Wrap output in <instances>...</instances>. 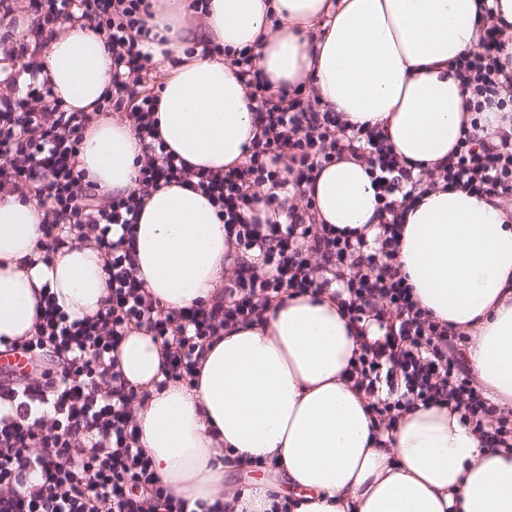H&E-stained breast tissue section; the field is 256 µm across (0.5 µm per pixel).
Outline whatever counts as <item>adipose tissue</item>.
I'll use <instances>...</instances> for the list:
<instances>
[{"label": "adipose tissue", "instance_id": "1", "mask_svg": "<svg viewBox=\"0 0 512 512\" xmlns=\"http://www.w3.org/2000/svg\"><path fill=\"white\" fill-rule=\"evenodd\" d=\"M512 26V0H154L143 46L160 71V133L192 164L242 161L257 126L229 58L189 54L209 41L251 48L269 93L308 89L351 124L384 129L409 165H433L461 135L462 87L454 61L478 50L485 18ZM67 110H93L111 86L100 31L60 22L38 53ZM140 145L128 123L100 116L81 153L99 194L135 187ZM317 217L337 227L377 221L364 164L339 160L308 188ZM133 264L167 308L210 300L224 281V224L207 196L178 186L149 192ZM43 215L32 201L0 197V337L34 335L40 293L70 316L95 314L106 295L104 254L94 243L63 249L53 265L28 266ZM399 262L419 304L468 333L477 383L512 410V213L461 189L435 187L404 221ZM354 329L335 303L297 295L259 326L225 328L207 347L193 385L154 390L163 350L136 331L117 359L149 398L136 409L139 446L161 482L190 502H235L270 512L298 490L291 512H512V454L485 448L459 413L418 408L378 435L346 374L358 356ZM271 477L235 485L239 458Z\"/></svg>", "mask_w": 512, "mask_h": 512}]
</instances>
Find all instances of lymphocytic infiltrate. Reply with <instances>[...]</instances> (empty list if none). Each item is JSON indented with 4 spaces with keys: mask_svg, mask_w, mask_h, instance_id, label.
<instances>
[{
    "mask_svg": "<svg viewBox=\"0 0 512 512\" xmlns=\"http://www.w3.org/2000/svg\"><path fill=\"white\" fill-rule=\"evenodd\" d=\"M37 22L11 52L46 48L60 18L78 17L103 33L112 54V91L93 111L63 109L48 82L0 93V194L42 209L36 251L42 262L77 241L105 256L108 285L94 315L70 317L54 295L39 298L33 336L0 338V353L26 356L36 374L0 371V512H192L158 479L138 446L134 407L146 392L130 384L114 352L147 329L165 355L162 380L196 379L200 356L221 330L258 325L291 296L327 295L360 342L353 386L379 432L408 409L441 406L494 449H512V417L474 385L468 336L422 308L397 261L403 215L425 188L381 131L351 126L301 91L268 93L253 53L231 63L250 88L258 129L244 161L197 167L168 150L158 132L159 90L141 48L151 0H28ZM504 27L480 26L479 49L459 56L455 75L467 92L469 121L455 152L436 167L443 185L485 199L512 197V71L497 53ZM501 124L486 126L487 112ZM118 112L141 144L136 188L100 201L81 165V144L101 114ZM348 158L364 163L377 190L375 236L316 219L298 203L303 184ZM206 195L224 223V262L233 269L210 302L164 308L133 267L140 202L167 185Z\"/></svg>",
    "mask_w": 512,
    "mask_h": 512,
    "instance_id": "f902f5d3",
    "label": "lymphocytic infiltrate"
}]
</instances>
